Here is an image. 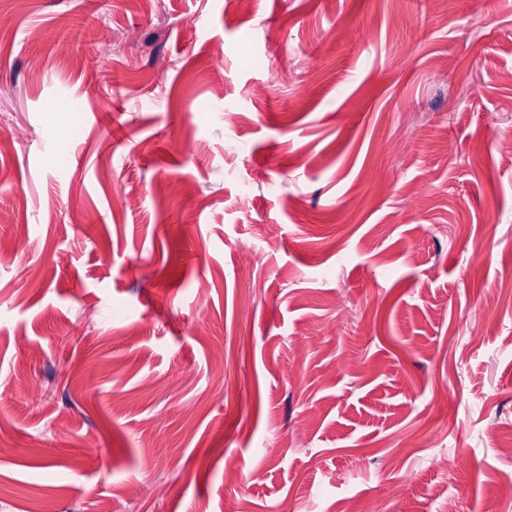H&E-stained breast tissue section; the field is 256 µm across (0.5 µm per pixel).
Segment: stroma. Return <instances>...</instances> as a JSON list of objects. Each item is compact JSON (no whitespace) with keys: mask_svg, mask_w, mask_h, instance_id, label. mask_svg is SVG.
<instances>
[{"mask_svg":"<svg viewBox=\"0 0 512 512\" xmlns=\"http://www.w3.org/2000/svg\"><path fill=\"white\" fill-rule=\"evenodd\" d=\"M0 14V512H512V0Z\"/></svg>","mask_w":512,"mask_h":512,"instance_id":"obj_1","label":"stroma"}]
</instances>
